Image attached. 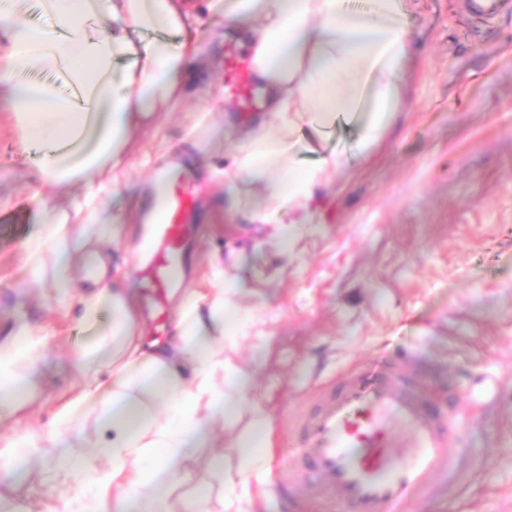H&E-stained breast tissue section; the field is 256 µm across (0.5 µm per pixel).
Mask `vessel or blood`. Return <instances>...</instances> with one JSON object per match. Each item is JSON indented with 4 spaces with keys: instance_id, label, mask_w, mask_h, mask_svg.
<instances>
[{
    "instance_id": "1",
    "label": "vessel or blood",
    "mask_w": 512,
    "mask_h": 512,
    "mask_svg": "<svg viewBox=\"0 0 512 512\" xmlns=\"http://www.w3.org/2000/svg\"><path fill=\"white\" fill-rule=\"evenodd\" d=\"M233 91L243 102L255 96L251 65L229 55ZM195 189L167 185L153 200V232L135 267L147 308L167 317L166 301L180 280L196 236ZM406 361L368 368L314 414L302 435V469L337 488L346 512H406L430 492L432 481L457 466V428L429 404L409 399Z\"/></svg>"
}]
</instances>
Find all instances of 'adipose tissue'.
Instances as JSON below:
<instances>
[{
    "instance_id": "ef3b65f1",
    "label": "adipose tissue",
    "mask_w": 512,
    "mask_h": 512,
    "mask_svg": "<svg viewBox=\"0 0 512 512\" xmlns=\"http://www.w3.org/2000/svg\"><path fill=\"white\" fill-rule=\"evenodd\" d=\"M54 17L47 30L20 18L0 0V36L9 44L0 59V98L12 106L28 147L41 152V175L60 191L100 178L116 183L133 132L153 113L171 111L183 97L184 80L203 50L174 46L193 15L178 0H39ZM231 34L249 46L253 73L277 122H258L236 146L224 176L234 188L226 205L251 224L288 220L278 236L289 249L299 225L315 221L310 208L339 166L336 155L302 166L291 148L310 149L337 120L369 113L358 143L366 149L386 131L407 90L411 42L403 0H213ZM49 73L50 83L24 84L16 71ZM67 93H60L59 85ZM255 186L261 200L241 204L237 183ZM104 218L94 207L48 212L27 241L26 261L37 284L63 293L70 276V235L75 224L101 235ZM227 283L209 296L182 302L175 334L165 344L136 331L137 299L98 274L94 288L78 294L85 320L109 312L106 327L83 358L81 389L55 419L53 442L69 472L95 488L99 512H203L204 495L178 494L189 476L185 462L218 471L225 483L258 468L253 446L265 427L262 413L238 433L233 454L216 442L238 408L252 377L224 357L225 341L244 321ZM41 343L27 327L0 338V412L23 404L35 384L28 364ZM116 363L111 388L97 382L103 361ZM97 398L91 453L70 458L66 437L76 426V407Z\"/></svg>"
}]
</instances>
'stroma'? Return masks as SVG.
Here are the masks:
<instances>
[{"label": "stroma", "mask_w": 512, "mask_h": 512, "mask_svg": "<svg viewBox=\"0 0 512 512\" xmlns=\"http://www.w3.org/2000/svg\"><path fill=\"white\" fill-rule=\"evenodd\" d=\"M207 2L183 0L204 16L189 36L208 61L186 78L182 106L156 113L134 136L122 194L104 213L114 233L95 249L74 248L73 274L92 288L100 257L110 279L137 287L128 271L144 252L155 167L185 158L168 178L195 186L200 232L180 288L211 293L210 260L224 256L225 278L240 286L234 302L250 316L230 354L253 378L240 420L258 410L270 426V465L236 481L242 512H340L339 493L298 465L299 422L351 373L399 354L414 395L454 411L463 450L462 475L438 482L411 512H512V2L483 20L467 0H405L414 56L405 104L380 142L331 176L311 203L315 223L286 255L276 225L224 211V167L264 106L243 111L227 93L224 60L237 43L223 17L205 14ZM38 174L1 101L0 336L26 325L44 344L30 404L0 418V512H61L75 496L46 433L76 391V364L97 329L77 301L29 284L26 240L46 209L84 195L79 184L61 194ZM28 434L40 458L20 481L3 450ZM275 462L290 474L287 490Z\"/></svg>", "instance_id": "obj_1"}]
</instances>
